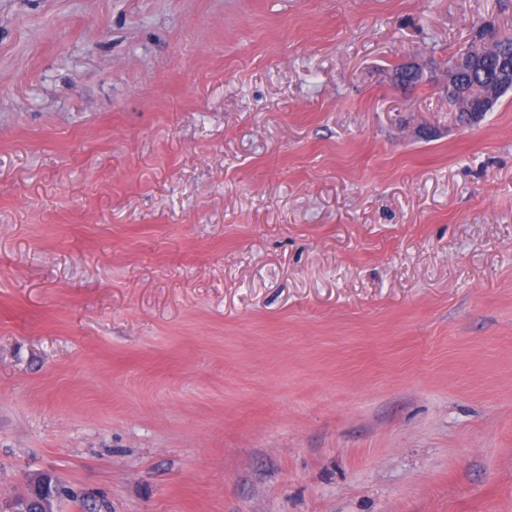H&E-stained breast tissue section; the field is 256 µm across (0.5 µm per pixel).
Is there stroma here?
Instances as JSON below:
<instances>
[{"instance_id": "obj_1", "label": "stroma", "mask_w": 512, "mask_h": 512, "mask_svg": "<svg viewBox=\"0 0 512 512\" xmlns=\"http://www.w3.org/2000/svg\"><path fill=\"white\" fill-rule=\"evenodd\" d=\"M480 19L0 0V512H512V91L443 95Z\"/></svg>"}]
</instances>
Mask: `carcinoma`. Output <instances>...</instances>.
Returning a JSON list of instances; mask_svg holds the SVG:
<instances>
[{
    "mask_svg": "<svg viewBox=\"0 0 512 512\" xmlns=\"http://www.w3.org/2000/svg\"><path fill=\"white\" fill-rule=\"evenodd\" d=\"M475 40L479 45H470L456 54L453 88L446 95L459 120L467 123L492 111L512 90V36L500 35L494 26L482 21ZM394 80L403 86H415L421 80L420 68L402 65L395 69Z\"/></svg>",
    "mask_w": 512,
    "mask_h": 512,
    "instance_id": "cac0c4a2",
    "label": "carcinoma"
}]
</instances>
